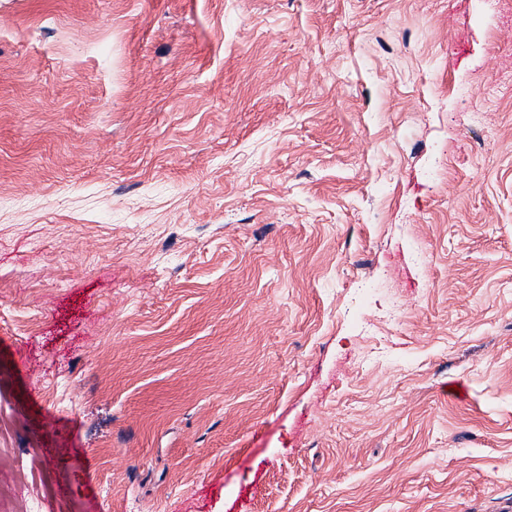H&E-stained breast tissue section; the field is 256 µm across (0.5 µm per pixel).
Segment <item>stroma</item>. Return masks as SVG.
<instances>
[{
	"label": "stroma",
	"instance_id": "stroma-1",
	"mask_svg": "<svg viewBox=\"0 0 512 512\" xmlns=\"http://www.w3.org/2000/svg\"><path fill=\"white\" fill-rule=\"evenodd\" d=\"M510 75L512 0H0L5 512H512Z\"/></svg>",
	"mask_w": 512,
	"mask_h": 512
}]
</instances>
